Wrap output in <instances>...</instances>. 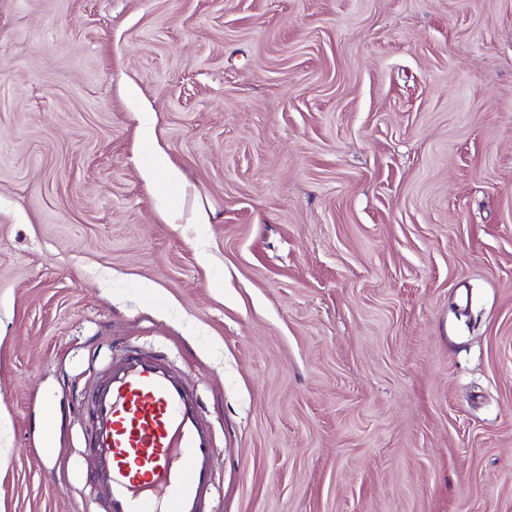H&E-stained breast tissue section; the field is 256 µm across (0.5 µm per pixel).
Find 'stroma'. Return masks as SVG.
I'll return each instance as SVG.
<instances>
[{"label":"stroma","instance_id":"35a3bbf8","mask_svg":"<svg viewBox=\"0 0 512 512\" xmlns=\"http://www.w3.org/2000/svg\"><path fill=\"white\" fill-rule=\"evenodd\" d=\"M119 343L217 512H512V0H0V512H92ZM155 142H156L155 139L151 140L149 142L153 154L150 155L149 160L147 162H144L140 168L142 178L145 180L146 184L154 192L156 191L158 179L160 178V176H159L160 162L159 161L162 158L161 153L158 151V149L155 145ZM166 192L157 193L160 213L168 224L179 223L180 210L178 201L185 185L179 171L167 170L162 178Z\"/></svg>","mask_w":512,"mask_h":512}]
</instances>
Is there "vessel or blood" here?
Instances as JSON below:
<instances>
[{"label": "vessel or blood", "mask_w": 512, "mask_h": 512, "mask_svg": "<svg viewBox=\"0 0 512 512\" xmlns=\"http://www.w3.org/2000/svg\"><path fill=\"white\" fill-rule=\"evenodd\" d=\"M83 403L99 512H214L210 423L162 358L126 351L85 388Z\"/></svg>", "instance_id": "b4317fda"}]
</instances>
